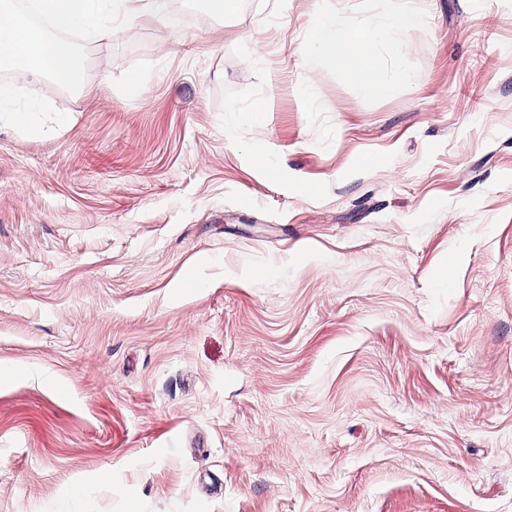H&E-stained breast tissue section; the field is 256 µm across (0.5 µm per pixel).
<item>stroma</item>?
<instances>
[{"instance_id": "35a3bbf8", "label": "stroma", "mask_w": 512, "mask_h": 512, "mask_svg": "<svg viewBox=\"0 0 512 512\" xmlns=\"http://www.w3.org/2000/svg\"><path fill=\"white\" fill-rule=\"evenodd\" d=\"M408 2L383 97L298 51L380 0L11 74L76 121L0 126V512H512V0Z\"/></svg>"}]
</instances>
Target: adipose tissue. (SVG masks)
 <instances>
[{"label": "adipose tissue", "mask_w": 512, "mask_h": 512, "mask_svg": "<svg viewBox=\"0 0 512 512\" xmlns=\"http://www.w3.org/2000/svg\"><path fill=\"white\" fill-rule=\"evenodd\" d=\"M389 22L370 21L358 27L334 14H324L309 24L300 43L330 60L369 96L390 93L397 76L382 59L398 57L405 49L399 35L422 28L419 15L408 10L404 0H389Z\"/></svg>", "instance_id": "obj_1"}]
</instances>
